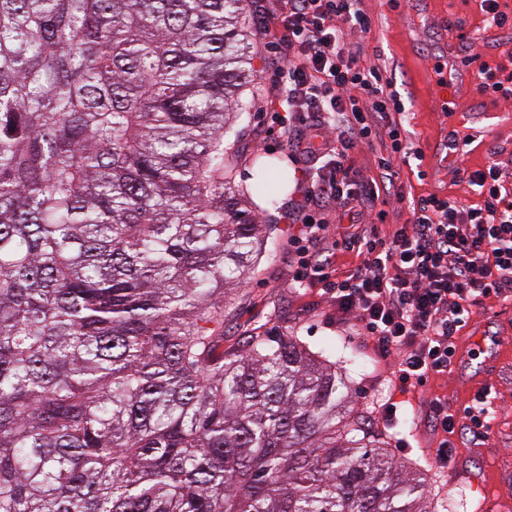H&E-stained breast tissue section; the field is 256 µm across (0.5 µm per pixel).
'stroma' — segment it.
Listing matches in <instances>:
<instances>
[{
	"label": "stroma",
	"mask_w": 512,
	"mask_h": 512,
	"mask_svg": "<svg viewBox=\"0 0 512 512\" xmlns=\"http://www.w3.org/2000/svg\"><path fill=\"white\" fill-rule=\"evenodd\" d=\"M372 31L364 40L368 58H375L392 72L396 88L411 109L405 117L408 137L423 149L424 179L411 174L408 164L395 160L408 197L438 194L463 204L474 203L477 189L469 181L472 171L495 160L512 185V124L492 128L485 147L448 168V128L435 101L432 63L442 56L459 33L473 36L472 54L482 59H506L512 53V28L485 30L480 0H364ZM249 44L254 80L243 97L250 109L238 120L225 141L230 146V174L248 192V208L263 224L265 248L256 269L240 287L224 296V353H238L248 336L291 334L311 350L329 338L336 341L337 365L343 366L353 385L352 405L373 431L382 435L392 456L408 464L419 462L432 479V491L442 501L441 512H512V479L497 463L512 459V344L498 349L493 366L473 353L477 339L512 337V299L479 300L468 325L457 338L458 352L448 373L430 376L425 397H441L449 412L470 405L475 394L487 390L495 411L490 420V440L476 446L468 438L455 439L456 459L448 467L430 457L435 444L421 410L401 408L395 419L385 410L402 398L392 369L369 348L352 317L337 313L321 287H301L292 279L297 258L292 246L296 227L291 215L306 194L308 171L315 159L304 152L308 131L293 121L289 134L272 132V97L276 80L271 53L258 33V19L248 14ZM265 160L274 172L288 175L287 185L257 191V163ZM494 485L495 494L484 497L480 486Z\"/></svg>",
	"instance_id": "stroma-1"
}]
</instances>
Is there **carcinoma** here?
Listing matches in <instances>:
<instances>
[{
	"label": "carcinoma",
	"instance_id": "1",
	"mask_svg": "<svg viewBox=\"0 0 512 512\" xmlns=\"http://www.w3.org/2000/svg\"><path fill=\"white\" fill-rule=\"evenodd\" d=\"M246 0H0V512H436L297 336L216 354Z\"/></svg>",
	"mask_w": 512,
	"mask_h": 512
}]
</instances>
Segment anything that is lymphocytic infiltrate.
I'll use <instances>...</instances> for the list:
<instances>
[{
	"label": "lymphocytic infiltrate",
	"instance_id": "f902f5d3",
	"mask_svg": "<svg viewBox=\"0 0 512 512\" xmlns=\"http://www.w3.org/2000/svg\"><path fill=\"white\" fill-rule=\"evenodd\" d=\"M276 22L262 34L283 51V73L274 93L275 124L287 132L288 116L300 113L323 160L296 218L299 260L294 279L323 284L338 312L352 316L366 344L389 360L401 393L419 394L430 375L447 373L456 338L478 298H512V188L497 163L471 173L476 202L465 205L431 194L407 201L397 185L395 157L423 159L407 136L405 103L381 64L364 59L361 38L372 20L361 0H283ZM380 144L377 173L355 179L345 160L355 144ZM407 204L408 217L392 233L362 224L365 215ZM348 218L345 242L361 262L349 277L331 280L305 241L320 237L331 207ZM438 442L434 460L447 465L453 436L489 438L493 408L486 392L452 414L434 397L426 403Z\"/></svg>",
	"mask_w": 512,
	"mask_h": 512
}]
</instances>
